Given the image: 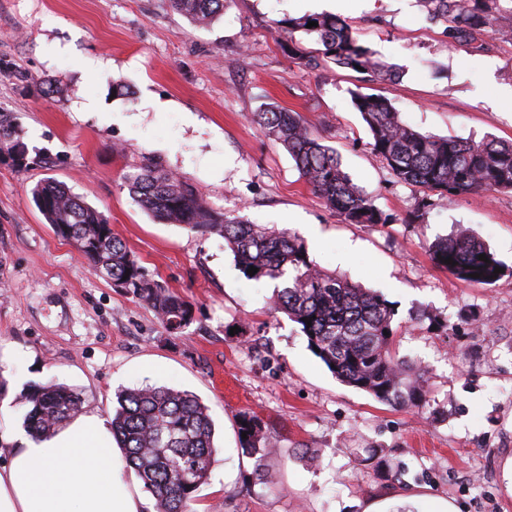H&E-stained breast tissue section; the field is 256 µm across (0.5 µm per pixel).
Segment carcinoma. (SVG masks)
Listing matches in <instances>:
<instances>
[{
  "mask_svg": "<svg viewBox=\"0 0 512 512\" xmlns=\"http://www.w3.org/2000/svg\"><path fill=\"white\" fill-rule=\"evenodd\" d=\"M227 2L171 0L175 11L197 26L214 22ZM418 3L427 22L443 26L452 46L480 39L494 14L512 13V6L503 7L501 0ZM310 21L317 25L307 27ZM277 29L289 37L302 32L317 45L307 56L292 52L293 58L308 65L332 63L361 73L368 82L394 75L392 66L375 60L355 30L334 16L285 18ZM354 106L371 134V149L400 181L418 189L421 207L430 206L434 196L453 202L478 191H512V142L421 133L380 94L358 92ZM255 123L288 152L312 191L344 221L369 226L393 221L352 181L335 149L314 135L300 113L267 106L255 114ZM5 143L26 148L14 117L0 112V146ZM124 184L134 201L158 221L218 234L242 271L258 268L249 279L277 282L271 309L301 326L309 347L319 349L316 356L339 381L391 407L422 411L428 405L425 370L397 355L395 310L381 294L323 272L309 260L299 239L285 230L214 211L196 189L158 161L146 160ZM32 196L46 222L59 227L58 236L80 241L81 254L94 270L112 287L149 305L169 334L181 335L193 323V304L149 276L98 208L55 180L36 184ZM430 252L438 268L463 282L492 285L501 277L494 270L502 263L466 230L436 241ZM481 254L487 260L479 259ZM448 258L455 264L445 263ZM474 273L480 277H472ZM307 319L311 324L305 323ZM115 398L112 438L152 497L154 512H189L195 493L209 479L217 451L208 406L196 394L168 386L121 389ZM23 400L22 427L35 439L51 437L82 409L80 394L61 383L34 385ZM237 429L247 433L240 439L241 451L254 459L258 480L273 482L265 461L276 451V441L262 419L244 413Z\"/></svg>",
  "mask_w": 512,
  "mask_h": 512,
  "instance_id": "obj_1",
  "label": "carcinoma"
}]
</instances>
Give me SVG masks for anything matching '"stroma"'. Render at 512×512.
<instances>
[{"label": "stroma", "mask_w": 512, "mask_h": 512, "mask_svg": "<svg viewBox=\"0 0 512 512\" xmlns=\"http://www.w3.org/2000/svg\"><path fill=\"white\" fill-rule=\"evenodd\" d=\"M324 10V0H228L202 28L169 0H0V112L13 113L30 159L22 170L0 162V367L9 371L0 434L21 433L32 384L75 387L106 419L118 389L166 385L195 393L215 423L217 453L192 512H364L414 496L458 512H512V192L437 199L407 223L419 194L371 150L352 103L355 92L379 93L420 132L512 140V42L496 34L512 16L452 46L416 0H333L332 14L399 71L367 83L284 50L276 21ZM90 57L111 59V69L86 68ZM148 95L170 108L145 106ZM270 104L300 113L393 222L348 224L329 210L256 125ZM147 157L215 211L289 230L319 269L380 292L402 325L400 355L427 371L428 408L389 407L337 381L299 325L273 313V282L248 279L222 237L141 209L124 180ZM47 179L103 211L149 274L194 304L184 335H167L147 304L54 234L31 194ZM462 228L503 263L495 284L460 281L431 261L429 246ZM413 313L426 322L410 323ZM466 314L476 326L459 327ZM239 325L246 336L225 335ZM244 412L278 439L280 455L266 462L277 485L256 481L240 451ZM303 448L319 467L306 465ZM372 448L383 449L390 477L367 462Z\"/></svg>", "instance_id": "1"}]
</instances>
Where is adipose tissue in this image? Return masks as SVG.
I'll return each mask as SVG.
<instances>
[{
	"mask_svg": "<svg viewBox=\"0 0 512 512\" xmlns=\"http://www.w3.org/2000/svg\"><path fill=\"white\" fill-rule=\"evenodd\" d=\"M0 466V512H144L116 471L105 418L82 411L51 438H17Z\"/></svg>",
	"mask_w": 512,
	"mask_h": 512,
	"instance_id": "ef3b65f1",
	"label": "adipose tissue"
}]
</instances>
